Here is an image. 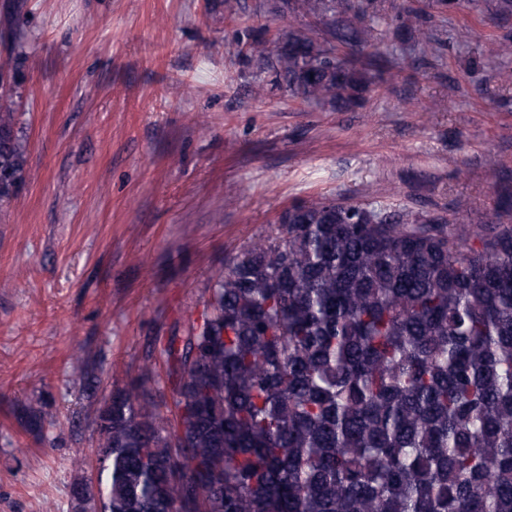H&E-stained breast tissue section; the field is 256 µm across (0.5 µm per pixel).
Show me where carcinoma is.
I'll use <instances>...</instances> for the list:
<instances>
[{
	"mask_svg": "<svg viewBox=\"0 0 512 512\" xmlns=\"http://www.w3.org/2000/svg\"><path fill=\"white\" fill-rule=\"evenodd\" d=\"M372 47L351 0H269ZM421 57L422 23L393 28ZM243 53L305 103L347 111L363 68L300 30ZM0 204L23 180L15 72L0 67ZM512 193L482 223L339 198L294 204L224 263L197 318L156 336L93 410L78 512H512ZM74 357L100 385L84 348ZM33 433L53 404L24 414ZM88 486L91 501L77 489Z\"/></svg>",
	"mask_w": 512,
	"mask_h": 512,
	"instance_id": "carcinoma-1",
	"label": "carcinoma"
}]
</instances>
